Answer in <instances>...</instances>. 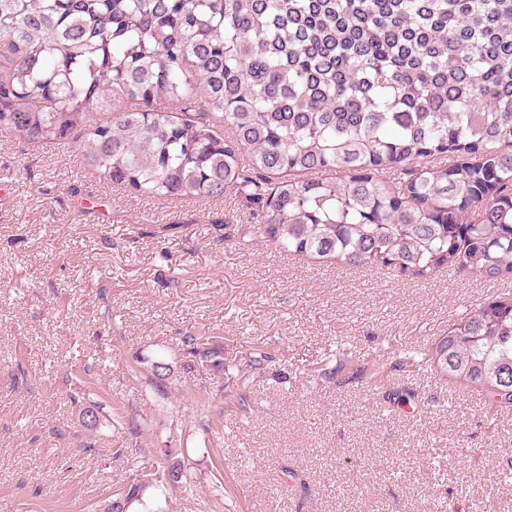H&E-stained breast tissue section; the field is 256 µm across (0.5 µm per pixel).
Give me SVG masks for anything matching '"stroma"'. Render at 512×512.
Returning a JSON list of instances; mask_svg holds the SVG:
<instances>
[{"mask_svg":"<svg viewBox=\"0 0 512 512\" xmlns=\"http://www.w3.org/2000/svg\"><path fill=\"white\" fill-rule=\"evenodd\" d=\"M510 294L284 254L234 195L154 199L76 145L0 136V512H100L168 455L192 479L148 488L151 512H512V410L489 429L480 392L402 363ZM190 334L223 346L238 394L187 369ZM340 342L352 368L318 378ZM255 346L271 367L241 365Z\"/></svg>","mask_w":512,"mask_h":512,"instance_id":"35a3bbf8","label":"stroma"}]
</instances>
